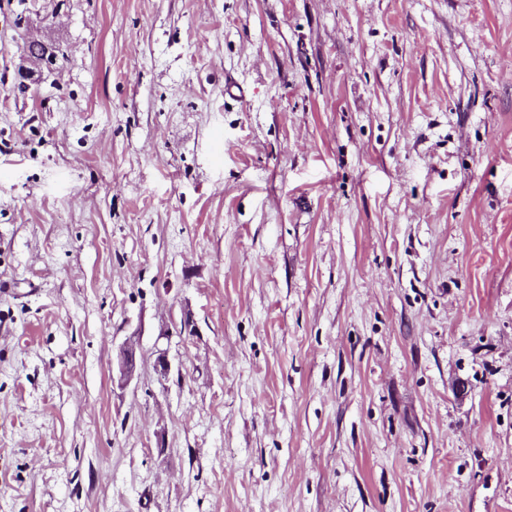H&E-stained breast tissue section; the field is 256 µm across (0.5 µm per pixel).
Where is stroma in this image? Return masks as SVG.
Wrapping results in <instances>:
<instances>
[{
	"label": "stroma",
	"instance_id": "stroma-1",
	"mask_svg": "<svg viewBox=\"0 0 512 512\" xmlns=\"http://www.w3.org/2000/svg\"><path fill=\"white\" fill-rule=\"evenodd\" d=\"M0 512H512V0H0Z\"/></svg>",
	"mask_w": 512,
	"mask_h": 512
}]
</instances>
